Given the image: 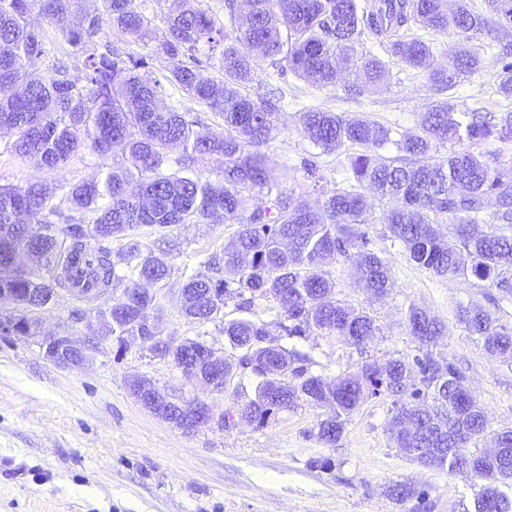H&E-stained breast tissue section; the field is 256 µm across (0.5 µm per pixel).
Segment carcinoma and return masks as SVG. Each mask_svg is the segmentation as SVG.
I'll use <instances>...</instances> for the list:
<instances>
[{"label":"carcinoma","mask_w":512,"mask_h":512,"mask_svg":"<svg viewBox=\"0 0 512 512\" xmlns=\"http://www.w3.org/2000/svg\"><path fill=\"white\" fill-rule=\"evenodd\" d=\"M103 11L86 13L79 25L62 31L73 54L83 57V75L69 77L66 67L52 64L43 75L31 71L47 56L43 34L28 25L34 9L47 22L61 21L79 0H0V127L16 132L14 152L40 167L55 169L83 146L100 154L121 147L126 165L100 180L75 183L65 194L67 208L38 183L0 186V266L14 256L29 267L0 274V296L43 288L66 291L83 300L108 288H138L143 281L161 286L171 276L173 245L143 253L138 242L128 244L124 270L117 273L112 251H93L89 237L109 241L141 227L169 231L181 224H201L218 218L237 223L235 240L224 258L207 261L215 275L189 277L182 290L191 300L186 317L199 323L216 318L219 306L254 297H271L288 324L287 336L301 337L311 330H327L362 347L376 335L373 318L365 311L350 312L335 299V283L320 270L329 258L353 262L363 287L374 296L388 294L395 283L389 262L371 248L368 205L363 191L378 198H395L401 207L387 214L386 223L408 259L437 276L461 277L512 296V169L464 150L437 155L448 142L458 145L489 139H512V112H474L437 102L424 113L420 129L400 139L393 129L365 117L348 120L336 112L300 113L301 130L326 153L346 145L360 152L349 158L351 178L346 187H320L321 201L280 187L283 173L278 160L262 151L276 130L278 107L268 99L253 98L228 86H246L254 80L255 65L268 60L316 87L336 84L346 71L355 82L379 85L388 80L387 63L368 46L372 37L386 39L388 54L422 73L431 87L452 89L461 76L483 66V57L470 45L485 27L466 0L448 11V0H224L230 28L216 26L215 17L196 0H175L165 15L166 30L156 51L174 61L162 78L149 74L152 56L121 52L106 41H94L104 21L148 44L156 39L152 19L130 8V0H101ZM498 15L499 28L512 26V0H488ZM420 25L446 34L452 30L465 41L448 62L434 66L433 46L397 32ZM208 53L200 57V45ZM512 49L503 47L498 92L512 96ZM218 67L221 76L209 75ZM180 88L206 104L224 122V134L202 135L198 121L170 105L161 107L166 86ZM393 144L397 160H377V150ZM182 147L180 169L163 171L165 151ZM203 156L224 159L222 179L211 182L185 172ZM275 193L273 205H258L243 216L245 192ZM494 211L485 216L488 200ZM448 223L453 244L437 229ZM151 300L131 305L112 304V335L129 336L144 329ZM457 320L488 354L512 362V326L495 323L484 312L462 304ZM406 323L417 337L422 355L411 361L393 359L386 374L364 363L354 373L329 384L308 373L301 358L271 340L265 324L247 319L224 325L231 346L243 351L240 365L260 377L256 397L240 408L245 421L262 427L277 413L274 404L288 398L324 407L318 438L335 446L348 418L364 397L385 393L393 398L391 427L410 414L417 422L414 434L394 433L399 448H449L456 416L466 412L457 403L465 388L463 376L450 361H439L433 348L445 326L425 309L410 306ZM273 360L283 375L271 378L260 365ZM468 442H476L486 421L467 416ZM399 501L416 500L426 512L427 493L411 485L391 490Z\"/></svg>","instance_id":"obj_1"}]
</instances>
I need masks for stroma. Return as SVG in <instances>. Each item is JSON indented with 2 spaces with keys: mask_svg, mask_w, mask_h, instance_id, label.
<instances>
[{
  "mask_svg": "<svg viewBox=\"0 0 512 512\" xmlns=\"http://www.w3.org/2000/svg\"><path fill=\"white\" fill-rule=\"evenodd\" d=\"M29 21L42 31L49 49L37 70L45 71L51 59L59 58L72 77H81L82 61L71 55L59 29L34 13ZM473 43L481 49L483 68L441 92L393 57L387 60V85L364 86L354 95L347 94L345 82L319 88L259 62L247 91L279 101L278 129L264 150L281 163L283 188L308 194L318 175L331 186L346 182L354 147L321 152L301 131L299 115L307 110L365 116L400 136L415 131L435 102L512 112V97L497 91L498 45L492 33L475 36ZM12 141V135L0 132V186L40 182L60 196L69 184L101 179L122 162L120 153L100 155L85 148L50 170L16 155ZM309 161L316 175L308 174ZM392 206L388 199L373 201L369 226L372 247L388 259L395 282L387 296L377 299L360 288L344 259L324 267L336 284V298L375 320L378 331L362 349L321 330L286 336L281 310L270 297L255 298L245 309L228 302L223 315L206 323L185 317L179 298L183 281L208 274L207 257L222 255L239 230L221 221L170 231L172 274L156 294L155 317L161 335L202 338L233 363L224 391L188 381L171 360L154 356L133 338L122 348L103 346L84 367L61 369L44 358L36 339L0 335V512H415V501L391 496L389 489L397 483L426 490L429 512H468L480 479L423 466L397 448L388 431L392 402L386 395L366 398L330 447L317 437L325 409L303 401L261 428L236 417L224 427L187 433L145 410L129 389L130 377L137 375L169 393L207 403L214 414L236 415L254 398L257 379L240 366L241 351L231 348L224 335L226 322L247 318L266 324L279 344L305 356L309 373L332 381L367 361L382 366L419 355V342L405 322L409 306L416 305L444 324L435 352L461 369L489 421V435L470 445V452L489 448L492 432L512 428V363L485 353L458 323L455 308L477 306L510 326L512 299L415 266L384 222ZM88 308V302L60 292L56 305L41 313L42 326L51 333L94 335L101 323Z\"/></svg>",
  "mask_w": 512,
  "mask_h": 512,
  "instance_id": "obj_1",
  "label": "stroma"
}]
</instances>
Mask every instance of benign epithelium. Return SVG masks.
Listing matches in <instances>:
<instances>
[{"instance_id":"7a95c632","label":"benign epithelium","mask_w":512,"mask_h":512,"mask_svg":"<svg viewBox=\"0 0 512 512\" xmlns=\"http://www.w3.org/2000/svg\"><path fill=\"white\" fill-rule=\"evenodd\" d=\"M6 303L12 306L9 315H0V330L23 337L38 339L45 359L62 369L81 368L91 359V352L103 341L112 339V332L104 330L97 338L79 339L65 334H44L41 321L35 317L36 307L26 297H7ZM156 357L170 359L182 374L193 378L213 391H224V358L216 355L210 346L202 345L203 353L194 358L188 356L193 351L188 339L176 340L160 335L151 328V335L138 333L136 336ZM133 396L151 413L169 421L186 433L212 424H224L223 418H215L212 409L197 399L175 397L157 389L150 381L136 377L131 381ZM512 450L494 444L486 453L485 463L489 470L501 475L500 482L508 481L503 463ZM421 460L428 466L443 463L448 459L446 448H424L420 450Z\"/></svg>"}]
</instances>
